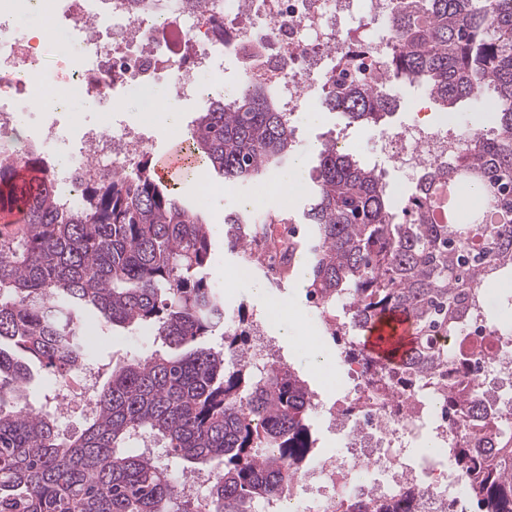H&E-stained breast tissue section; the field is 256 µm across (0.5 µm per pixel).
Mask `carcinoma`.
<instances>
[{
  "instance_id": "carcinoma-1",
  "label": "carcinoma",
  "mask_w": 512,
  "mask_h": 512,
  "mask_svg": "<svg viewBox=\"0 0 512 512\" xmlns=\"http://www.w3.org/2000/svg\"><path fill=\"white\" fill-rule=\"evenodd\" d=\"M395 39L382 58L384 82L417 84L444 112L461 102L492 115L493 136L475 134L448 161L422 171L406 207L393 205L374 168L336 144L319 152L305 223L313 226L310 288L341 306L348 352L388 368L397 385L443 390L445 415H467L479 389L455 387L470 359L442 339L461 332L466 311L489 313L488 293L512 275V0H391ZM323 104L350 124L380 122L393 96L340 84ZM189 158L229 181L261 178L292 152L291 132L271 94L242 90L202 112L186 133ZM448 188L451 216L430 220L423 201ZM0 512H196L154 456L129 452L149 437L183 473L220 461L211 512H256L309 458L308 388L281 363L258 376L225 363L201 342L224 329V306L204 276L207 224L138 161L62 210L51 173L36 156H0ZM498 257L489 266L485 257ZM146 329L161 348L133 356L92 394L78 434L18 403L32 364L65 377L96 356L82 318ZM389 314L411 319L415 336L398 362L365 350L357 335ZM478 512H512V428L481 424L453 449ZM407 491L387 503L346 498L343 512H416Z\"/></svg>"
}]
</instances>
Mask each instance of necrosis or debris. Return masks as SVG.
Instances as JSON below:
<instances>
[{"label":"necrosis or debris","mask_w":512,"mask_h":512,"mask_svg":"<svg viewBox=\"0 0 512 512\" xmlns=\"http://www.w3.org/2000/svg\"><path fill=\"white\" fill-rule=\"evenodd\" d=\"M36 11L50 26L66 24L92 55V67L71 70L61 79L32 89L48 52L37 37L6 38L19 11ZM390 0H209L205 12L187 9L183 0H166L147 13L130 10L128 0H0V138L16 136L21 108L32 96L40 98V119L16 149L18 156L39 155L56 183L57 203L71 209L86 188L102 177L132 172L134 162L148 154L153 137L147 125L115 126L110 116L83 128L70 139L65 120L68 101L76 90L88 92L93 106L109 102L117 86L143 89L166 79L176 101L202 97L200 73L219 88L223 71L212 48L227 46L241 63L239 87L257 84L271 89L289 130H296L300 113L316 101L317 85H331L336 61L348 53L352 40L348 21L365 33L360 81L371 87L381 72L374 59L390 47L378 29L387 18ZM390 160L406 175L448 159V148L466 143L457 123L433 127L421 122L383 135ZM226 335L246 332L249 347L237 349L230 360L262 369L281 363L275 343L263 333L262 319L244 323L225 315ZM449 350L472 359L470 378L487 395L501 398L512 392V347L492 334L480 312H472L460 337L449 339ZM355 381L333 418L350 427V454L312 457L296 480L263 512H292L306 501L307 512H341L350 495L393 499L414 490L419 512H448L454 490L464 484L461 472L448 470V449L468 427V420L438 416L433 388L393 393L391 374H369L356 355L344 358ZM436 444L423 469L406 461V452L421 431Z\"/></svg>","instance_id":"1"}]
</instances>
